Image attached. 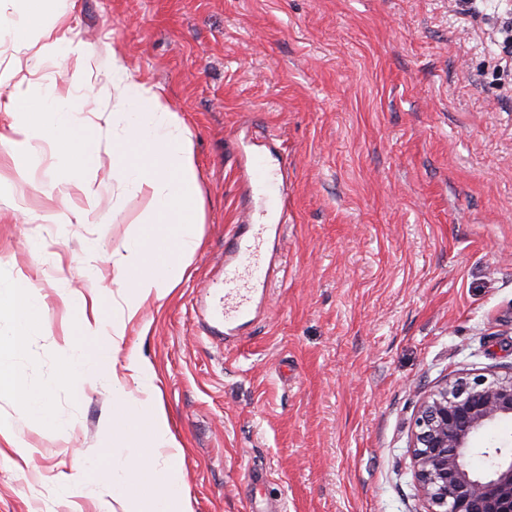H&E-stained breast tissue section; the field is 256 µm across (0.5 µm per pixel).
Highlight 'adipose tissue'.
<instances>
[{
    "label": "adipose tissue",
    "instance_id": "obj_1",
    "mask_svg": "<svg viewBox=\"0 0 512 512\" xmlns=\"http://www.w3.org/2000/svg\"><path fill=\"white\" fill-rule=\"evenodd\" d=\"M66 2L56 0L55 13L44 26H36L27 12L0 26V40H10L16 51L13 70L0 74V86L12 88L0 108L13 116L11 147L36 156L44 145L55 146L57 168L51 188L64 194L75 186L93 199L98 194L92 177L96 139L78 116L86 100L72 88L85 80L98 59L91 47L60 34ZM69 59L76 62L70 89L62 90L57 81H49L41 85L26 111H17L16 104L25 101L33 75ZM107 75L119 106L112 120L121 126L120 135L112 141V187L148 193L150 215L123 251L113 253L112 284L99 288L97 302L90 306L81 299L73 302L79 323L65 348L67 358L58 379L74 386L117 363L127 321L138 315L147 300L171 293L183 277L187 255L200 241L198 176L186 130L171 120L161 92L129 74L120 55H113ZM16 287V280L0 276V308L13 309L8 321H0L4 338L29 329L43 303L38 291L32 289L20 297ZM110 297L121 314L109 322L105 302ZM107 327L112 330L108 336L103 333ZM125 368L146 394L141 400L120 381L112 383L108 430L113 447L126 449V465L114 469L108 451H98L83 462V487L106 492L122 504L123 512H193L183 476L184 452L175 446L157 397L154 369L133 353Z\"/></svg>",
    "mask_w": 512,
    "mask_h": 512
}]
</instances>
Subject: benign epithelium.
<instances>
[{
  "label": "benign epithelium",
  "mask_w": 512,
  "mask_h": 512,
  "mask_svg": "<svg viewBox=\"0 0 512 512\" xmlns=\"http://www.w3.org/2000/svg\"><path fill=\"white\" fill-rule=\"evenodd\" d=\"M512 419V374L459 377L430 393L414 420L412 460L424 512H512V450L487 448L488 472L466 459L488 427Z\"/></svg>",
  "instance_id": "7a95c632"
}]
</instances>
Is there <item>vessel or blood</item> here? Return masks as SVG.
I'll list each match as a JSON object with an SVG mask.
<instances>
[{"label": "vessel or blood", "mask_w": 512, "mask_h": 512, "mask_svg": "<svg viewBox=\"0 0 512 512\" xmlns=\"http://www.w3.org/2000/svg\"><path fill=\"white\" fill-rule=\"evenodd\" d=\"M280 175L266 156L252 155L249 179L264 200L269 216L288 210V192ZM282 230L279 224L251 222L235 225L225 237L224 285L211 291L210 328L214 333L228 338L236 336L241 326L256 314L269 276V246L279 240Z\"/></svg>", "instance_id": "1"}]
</instances>
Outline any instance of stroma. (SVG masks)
<instances>
[{
	"label": "stroma",
	"mask_w": 512,
	"mask_h": 512,
	"mask_svg": "<svg viewBox=\"0 0 512 512\" xmlns=\"http://www.w3.org/2000/svg\"><path fill=\"white\" fill-rule=\"evenodd\" d=\"M69 2L70 39L105 65L122 54L192 141L200 245L122 352L153 365L194 512H423L422 400L512 364V0ZM268 134L290 201L283 261L245 341L220 347L196 301L221 285L225 234L260 209L244 169L249 137ZM56 163L0 146V269L44 297L34 330L0 341V421L19 439L0 454V512H114L81 485L83 456L126 460L105 426L111 376L48 383L71 297L111 282L150 198H60ZM18 370L56 421L8 387Z\"/></svg>",
	"instance_id": "stroma-1"
}]
</instances>
